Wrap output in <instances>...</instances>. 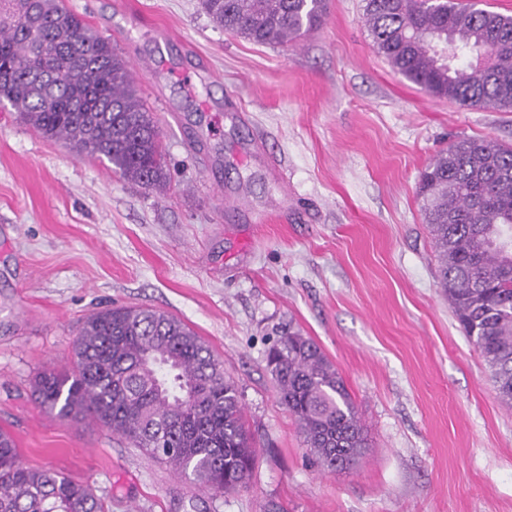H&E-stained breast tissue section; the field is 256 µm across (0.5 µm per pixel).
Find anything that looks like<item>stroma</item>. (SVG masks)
<instances>
[{"mask_svg":"<svg viewBox=\"0 0 512 512\" xmlns=\"http://www.w3.org/2000/svg\"><path fill=\"white\" fill-rule=\"evenodd\" d=\"M285 44L225 34L199 0H67L133 70L164 192L0 107V426L26 466L106 512H512V407L436 278L421 172L464 137L512 144V111L430 96L377 53L362 0ZM188 324L224 362L258 455L212 497L102 424L32 397L108 305ZM322 348L367 428L352 469L314 465L266 354Z\"/></svg>","mask_w":512,"mask_h":512,"instance_id":"stroma-1","label":"stroma"}]
</instances>
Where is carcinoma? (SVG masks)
I'll use <instances>...</instances> for the list:
<instances>
[{"instance_id":"obj_1","label":"carcinoma","mask_w":512,"mask_h":512,"mask_svg":"<svg viewBox=\"0 0 512 512\" xmlns=\"http://www.w3.org/2000/svg\"><path fill=\"white\" fill-rule=\"evenodd\" d=\"M224 32L283 44L317 27L325 0H201ZM372 42L394 71L436 98L512 109V16L479 0H364ZM451 44L440 62L438 36ZM0 106L44 137L105 159L125 180L162 191L160 130L127 62L63 0H0ZM439 282L465 335L512 406V146L465 138L419 181ZM280 403L327 470L368 447L361 417L321 348L288 330L267 354ZM32 395L48 413L93 418L213 496L246 485L256 449L224 362L182 320L150 308L106 307L75 340L69 373L45 369ZM0 512H105L93 489L33 469L0 428Z\"/></svg>"}]
</instances>
